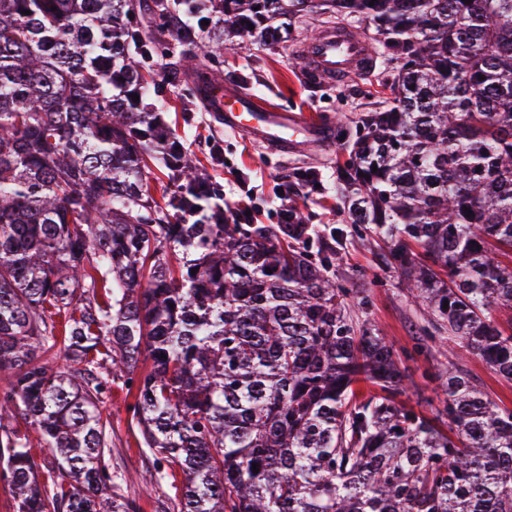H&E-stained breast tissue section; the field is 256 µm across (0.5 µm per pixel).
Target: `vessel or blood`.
Instances as JSON below:
<instances>
[{
  "label": "vessel or blood",
  "mask_w": 512,
  "mask_h": 512,
  "mask_svg": "<svg viewBox=\"0 0 512 512\" xmlns=\"http://www.w3.org/2000/svg\"><path fill=\"white\" fill-rule=\"evenodd\" d=\"M305 66L300 79L306 84L340 85L369 73L375 54L370 41L350 27L321 28L303 46ZM200 98L223 124L225 130L246 135L254 143L286 154L331 148L333 128L300 112L273 111L250 92L212 78L197 83Z\"/></svg>",
  "instance_id": "obj_1"
}]
</instances>
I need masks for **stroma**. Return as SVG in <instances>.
<instances>
[{"label":"stroma","instance_id":"35a3bbf8","mask_svg":"<svg viewBox=\"0 0 512 512\" xmlns=\"http://www.w3.org/2000/svg\"><path fill=\"white\" fill-rule=\"evenodd\" d=\"M137 21L155 43L156 79L145 105L170 125L200 171L227 200L245 194L252 198L250 215H228L229 223L272 226L280 223L284 207L291 206L303 211L308 223L345 224L346 216L330 190L336 180L335 150L286 155L255 145L244 135L226 132L195 92L196 72L202 68L224 83L258 95L274 108L331 120L340 112L352 117L371 111L375 101L367 92L375 75L339 87L300 83L296 63L300 44L308 31L321 29L320 16H308L293 39L276 48L243 49L228 42L219 52L200 55L196 65L175 77L168 69L173 39L164 17L145 13L138 15ZM215 147L222 159L218 165L210 155ZM304 171L316 172L320 186L306 185L286 194V186ZM335 273L344 287L370 300L367 308L352 309L354 320L382 330L399 354L408 385L401 398L404 406L433 416L444 397V369L454 362L498 402L512 407V382L478 357L456 346L444 356L435 350H419L420 308L401 288L397 272L383 263L378 242L347 236L337 249ZM133 401V396L116 387L100 402L103 415L112 422V493L132 502L137 512H180L183 478L170 476L169 465L144 447L139 426L128 410Z\"/></svg>","mask_w":512,"mask_h":512}]
</instances>
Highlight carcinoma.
<instances>
[{
  "instance_id": "obj_1",
  "label": "carcinoma",
  "mask_w": 512,
  "mask_h": 512,
  "mask_svg": "<svg viewBox=\"0 0 512 512\" xmlns=\"http://www.w3.org/2000/svg\"><path fill=\"white\" fill-rule=\"evenodd\" d=\"M178 5L213 20L173 35L186 66L233 38L285 43L315 8L368 23L390 96L336 115V199L422 308V347L458 342L511 381L512 323L493 312L512 310V0ZM134 14L131 0H0V478L15 512H135L112 497L94 363L135 392L144 445L184 474L182 512H512V408L453 362L447 429L400 404L392 344L351 318L368 298L336 283L346 229L208 209L210 184L144 110L154 42ZM160 147L163 203L145 175ZM54 349L64 364L40 361Z\"/></svg>"
}]
</instances>
